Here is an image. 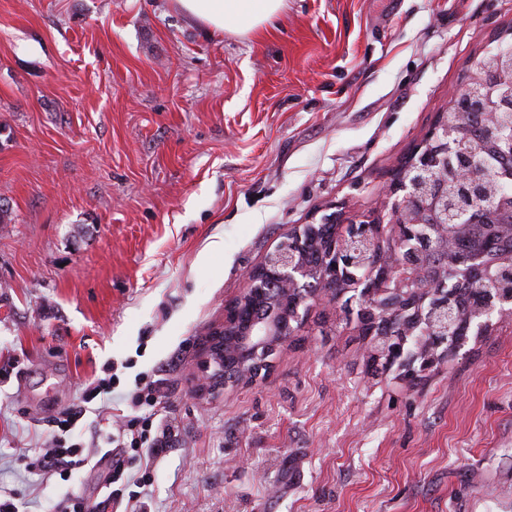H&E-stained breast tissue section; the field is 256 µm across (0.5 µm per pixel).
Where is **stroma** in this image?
I'll return each instance as SVG.
<instances>
[{"label":"stroma","instance_id":"35a3bbf8","mask_svg":"<svg viewBox=\"0 0 512 512\" xmlns=\"http://www.w3.org/2000/svg\"><path fill=\"white\" fill-rule=\"evenodd\" d=\"M511 28L512 0H288L246 38L171 0H0V494L100 499L141 378L170 443L127 453L134 510L512 512L511 317L406 383L315 303L270 372L199 382L245 271L373 208ZM79 408L90 465L28 472Z\"/></svg>","mask_w":512,"mask_h":512}]
</instances>
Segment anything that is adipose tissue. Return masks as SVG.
<instances>
[{"instance_id": "ef3b65f1", "label": "adipose tissue", "mask_w": 512, "mask_h": 512, "mask_svg": "<svg viewBox=\"0 0 512 512\" xmlns=\"http://www.w3.org/2000/svg\"><path fill=\"white\" fill-rule=\"evenodd\" d=\"M174 7L209 33L246 35L271 28L288 0H172Z\"/></svg>"}]
</instances>
